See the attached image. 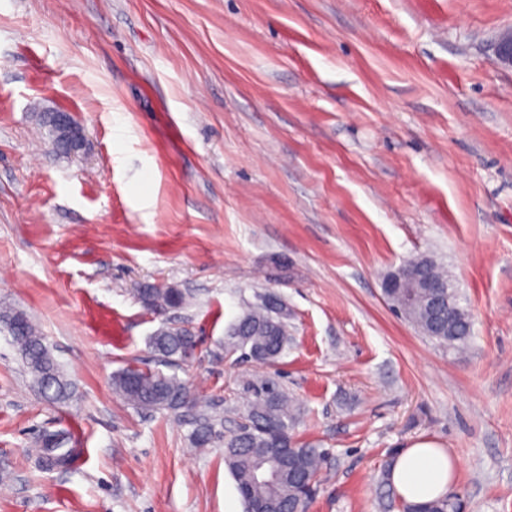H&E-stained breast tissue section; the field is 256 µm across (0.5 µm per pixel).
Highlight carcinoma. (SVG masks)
Returning a JSON list of instances; mask_svg holds the SVG:
<instances>
[{"instance_id": "1", "label": "carcinoma", "mask_w": 512, "mask_h": 512, "mask_svg": "<svg viewBox=\"0 0 512 512\" xmlns=\"http://www.w3.org/2000/svg\"><path fill=\"white\" fill-rule=\"evenodd\" d=\"M401 287L392 288L387 300L423 335L447 346H463L472 335V319L461 305L462 296L448 269L432 255L413 258L398 271ZM426 277L440 287L426 291L416 287L415 277ZM145 300L157 306L177 308L186 296L177 288L141 290ZM453 300L455 328L448 330V300ZM0 324L6 326L28 373L52 402L72 397V386L60 364L45 343L32 320L11 309L0 310ZM288 308L270 307L263 302L250 307L228 330L225 344L242 350L255 361L274 363L288 347ZM151 345L166 362L183 358L196 347L195 336L185 328L171 324L160 327ZM112 388L127 404L140 411L169 409L178 411L186 405L188 392L174 375L143 371L127 366L112 375ZM249 400L245 423L239 429L220 434L214 420L204 413L194 418L193 443L206 446L224 436V462L232 472L245 512H289L294 505L305 508L316 493L325 454L298 441L290 429L294 409L280 383L264 378L248 385ZM60 434H49L42 442L44 459L50 466L68 464L75 449L65 447ZM264 461L279 471L272 483L258 479L256 464ZM403 512H462L467 508L463 496L448 494L434 501L413 504L403 502Z\"/></svg>"}]
</instances>
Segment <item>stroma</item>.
<instances>
[{
  "label": "stroma",
  "mask_w": 512,
  "mask_h": 512,
  "mask_svg": "<svg viewBox=\"0 0 512 512\" xmlns=\"http://www.w3.org/2000/svg\"><path fill=\"white\" fill-rule=\"evenodd\" d=\"M512 0H0V308L24 312L74 396L44 397L0 326V512H243L222 442L140 413L112 375L162 365L164 323L199 341L172 372L219 431L276 378L325 464L308 512H399L385 466L429 439L468 512H512ZM87 139L56 155L38 123ZM448 267L459 348L389 308L384 276ZM176 288L181 308L141 288ZM277 295L273 364L229 326ZM82 432L44 469V435ZM51 114H55V125L61 130L62 134L71 137L72 151L78 152L81 150L84 144V135L80 128L74 126L71 114L63 111L51 112ZM70 116L73 122L70 120Z\"/></svg>",
  "instance_id": "1"
}]
</instances>
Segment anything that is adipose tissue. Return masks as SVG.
<instances>
[{
    "instance_id": "obj_1",
    "label": "adipose tissue",
    "mask_w": 512,
    "mask_h": 512,
    "mask_svg": "<svg viewBox=\"0 0 512 512\" xmlns=\"http://www.w3.org/2000/svg\"><path fill=\"white\" fill-rule=\"evenodd\" d=\"M457 473V461L433 441L421 439L393 461L389 480L397 496L410 503L428 502L446 495Z\"/></svg>"
}]
</instances>
